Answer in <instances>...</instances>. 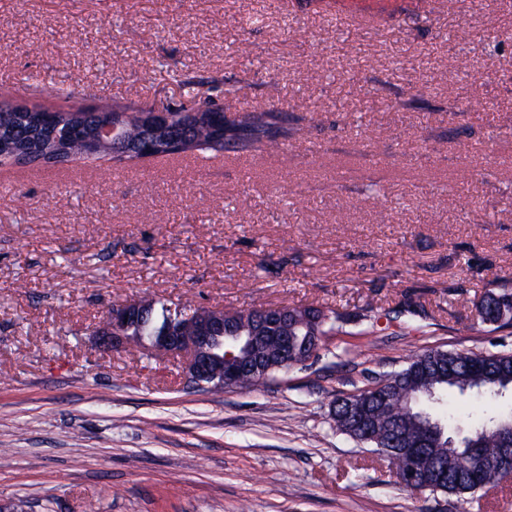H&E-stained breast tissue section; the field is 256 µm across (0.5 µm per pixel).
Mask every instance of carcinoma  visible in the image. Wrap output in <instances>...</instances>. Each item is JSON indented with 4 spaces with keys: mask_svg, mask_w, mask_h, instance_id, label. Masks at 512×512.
<instances>
[{
    "mask_svg": "<svg viewBox=\"0 0 512 512\" xmlns=\"http://www.w3.org/2000/svg\"><path fill=\"white\" fill-rule=\"evenodd\" d=\"M88 121L89 117L82 112H64L57 124L47 129L32 124V117L22 112H0V139L11 136L15 127L23 126L30 130L34 147L55 138L77 155L81 153V144L74 129L79 124L89 128ZM287 137L283 109L274 107L243 113L234 124V134L219 145L212 143L210 129L201 126L194 131V145L182 153L220 152L229 148L271 153ZM141 300L152 307V316L141 329L145 336L160 335L177 314L186 316L184 310L161 306L149 295ZM473 306L479 322L500 328L512 326V295L489 291ZM265 311L264 307L230 309L224 314L235 320L244 336ZM345 321L346 315L338 310L326 311L313 305L289 308L284 332L292 337L294 351L286 364L271 359L266 365L268 377L273 378L315 356L323 337L330 335L337 323ZM450 394L467 395L479 406L468 423H457L456 415L445 409ZM509 394L512 395L511 353L427 348L410 356L400 370L376 377L366 388L348 395L354 405L363 409L362 423L351 420L340 409L335 410L333 419L339 433L370 448L384 449V458L393 466L403 458V448L392 443V427L406 426L417 439L428 432L430 423H435L439 433L429 445L420 448L429 457L430 466L418 474L409 489L464 496L496 487L506 477V471L497 463L499 434L512 428V406L501 405L499 400ZM450 435L454 437V449L466 458L462 471L455 474L441 471L437 463L439 457L450 452L447 447Z\"/></svg>",
    "mask_w": 512,
    "mask_h": 512,
    "instance_id": "1",
    "label": "carcinoma"
}]
</instances>
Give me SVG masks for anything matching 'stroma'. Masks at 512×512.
Segmentation results:
<instances>
[{
	"mask_svg": "<svg viewBox=\"0 0 512 512\" xmlns=\"http://www.w3.org/2000/svg\"><path fill=\"white\" fill-rule=\"evenodd\" d=\"M283 106L284 154L0 165V512H512V483L410 493L338 397L425 348L512 352V0H0V103ZM345 312L241 391L103 352L143 293ZM396 309L401 324L387 327ZM473 306L479 322L497 325L498 328L512 326V301L509 293L488 291Z\"/></svg>",
	"mask_w": 512,
	"mask_h": 512,
	"instance_id": "stroma-1",
	"label": "stroma"
}]
</instances>
